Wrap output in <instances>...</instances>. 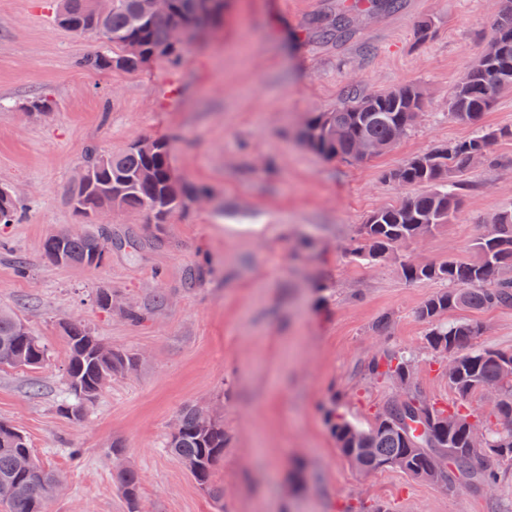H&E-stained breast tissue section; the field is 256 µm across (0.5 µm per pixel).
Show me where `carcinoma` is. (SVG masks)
<instances>
[{"instance_id": "carcinoma-1", "label": "carcinoma", "mask_w": 512, "mask_h": 512, "mask_svg": "<svg viewBox=\"0 0 512 512\" xmlns=\"http://www.w3.org/2000/svg\"><path fill=\"white\" fill-rule=\"evenodd\" d=\"M168 14L153 16L141 12V0H112V11L99 18L91 11V0H61L60 23L73 32L100 34L112 48L80 58L85 71L112 69L139 70L138 61L124 56L126 44L139 45L141 52L154 58L184 59L186 47L170 43V32L182 26L190 32L211 31L220 22L224 0H170ZM351 17L345 12L318 17L312 29L321 41L335 43L350 31ZM490 34L498 38L499 54L469 68V82L458 86L448 101L449 113L472 122L491 109L499 93L512 88V21L493 19ZM422 108V93L404 85L372 96L352 95L343 105L313 114L301 137L317 154L353 160L357 140L364 139L383 153L397 144V134L408 133L412 115ZM512 140V128L481 129L468 139L451 142L427 153L415 155L401 167L386 173L388 181L400 187H419L394 205L373 211L361 225L360 242L353 256L371 261L397 258L398 250L449 223L462 183L456 177L475 162V154L488 153L489 143ZM81 165L88 179L77 185L70 196L73 209L86 214L106 204L118 210L149 213L163 224L173 213L186 209L194 192L170 178L167 144L157 142L148 152L131 145L117 156L96 148L85 151ZM20 215L16 200L8 190H0V224H15ZM492 231L482 233L473 244L474 258L439 263L416 264L399 261L409 282H444L448 287L427 298L418 316L430 324L426 342L435 353L446 350L457 361L456 376L448 380L456 401L439 406L421 393L406 404L390 399L367 427L346 418L328 414L327 421L342 457L356 462L364 473L396 468L414 477L432 467L431 449L438 450L443 464L437 481L448 487L463 479L474 487L496 486L497 475L483 461L486 451L468 443L466 424L469 397L486 386L501 392L496 413L512 414V352L471 348L482 332L481 325L461 318L446 322L451 310L480 311L512 307V209L498 214ZM109 241L105 231L56 234L46 238L47 256L60 251L70 264L87 268L101 266L106 258L103 247ZM70 357L65 369L68 399L61 410L78 420L86 405L101 394L114 375L135 366L134 358L105 347L91 329L80 322L65 326ZM48 359V350L39 336L15 313L0 310V366L38 369ZM414 358L403 351L384 355L368 372L394 383L413 369ZM179 432L169 437L167 447L196 482L211 487L214 467L224 457V422L206 418L205 409L190 406L178 415ZM119 484L130 506L138 512L140 476L137 471L120 469ZM11 490L10 512H48L52 499L61 495L55 474L32 461L26 437L15 427L0 422V487Z\"/></svg>"}]
</instances>
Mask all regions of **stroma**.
I'll list each match as a JSON object with an SVG mask.
<instances>
[{
    "label": "stroma",
    "instance_id": "1",
    "mask_svg": "<svg viewBox=\"0 0 512 512\" xmlns=\"http://www.w3.org/2000/svg\"><path fill=\"white\" fill-rule=\"evenodd\" d=\"M58 8L0 0V186L21 212L19 223L0 224V309L49 351L41 368H0V421L64 478L49 512H128L105 456L115 443L140 474V512H512L510 461L495 462L490 492L397 469L365 474L340 455L326 423L330 410L373 421L394 389L365 367L392 349L414 354L427 399H455L417 316L438 284L407 282L397 263H365L349 247L368 215L405 193L386 172L477 126L512 128V90L478 124L448 112L485 47L495 0H406L396 13L353 11L349 0H224L220 26L182 64L159 58L134 73L77 68L106 42L63 28ZM340 10L351 13L349 38L331 45L311 35L313 17ZM424 20L432 29L422 41ZM405 84L421 89L426 107L391 150L350 162L301 140L308 117L342 105L350 88ZM37 97L51 110H32ZM143 138L168 139L179 180L205 200L164 224L114 212L103 265L52 263L45 238L88 228L69 203L85 150L119 154ZM490 153L493 163L461 174L450 223L404 247V259L470 258L485 224L512 208V141ZM103 289L146 320L100 309ZM383 314L391 323L380 333ZM473 318L482 326L474 348L512 351V307ZM73 321L138 359L78 420L60 411ZM194 404L224 413L227 445L212 477L220 504L167 447L177 414Z\"/></svg>",
    "mask_w": 512,
    "mask_h": 512
}]
</instances>
